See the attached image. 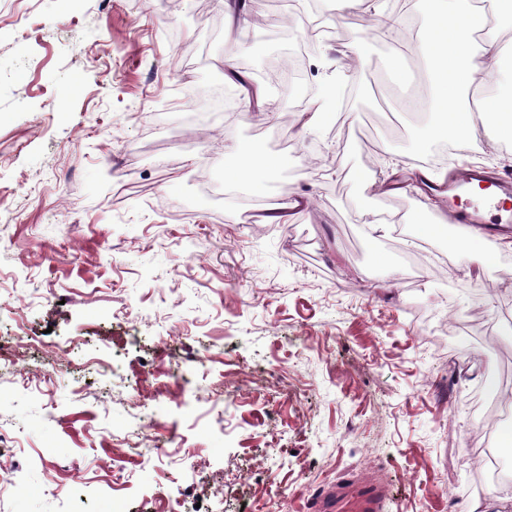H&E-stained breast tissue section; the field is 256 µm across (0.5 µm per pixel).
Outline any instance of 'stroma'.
Instances as JSON below:
<instances>
[{
    "label": "stroma",
    "instance_id": "1",
    "mask_svg": "<svg viewBox=\"0 0 512 512\" xmlns=\"http://www.w3.org/2000/svg\"><path fill=\"white\" fill-rule=\"evenodd\" d=\"M315 43L301 85L353 88L300 127L271 57L297 10L221 0H0V512H317L365 484L382 512H462L512 485V267L467 276L446 230L394 237L434 117L396 100L430 26ZM237 60L269 118L211 97ZM196 94L186 111L180 90ZM273 158L255 185L225 148ZM512 147L461 142L429 179Z\"/></svg>",
    "mask_w": 512,
    "mask_h": 512
}]
</instances>
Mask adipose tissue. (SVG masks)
Here are the masks:
<instances>
[{
    "instance_id": "1",
    "label": "adipose tissue",
    "mask_w": 512,
    "mask_h": 512,
    "mask_svg": "<svg viewBox=\"0 0 512 512\" xmlns=\"http://www.w3.org/2000/svg\"><path fill=\"white\" fill-rule=\"evenodd\" d=\"M495 2L489 18L473 0H421L435 20L423 38L435 47V94L427 103L437 114L433 134L475 139L488 132L493 141L512 140V40L501 37L503 29L512 30V0ZM462 17L485 30L482 41L460 28Z\"/></svg>"
}]
</instances>
